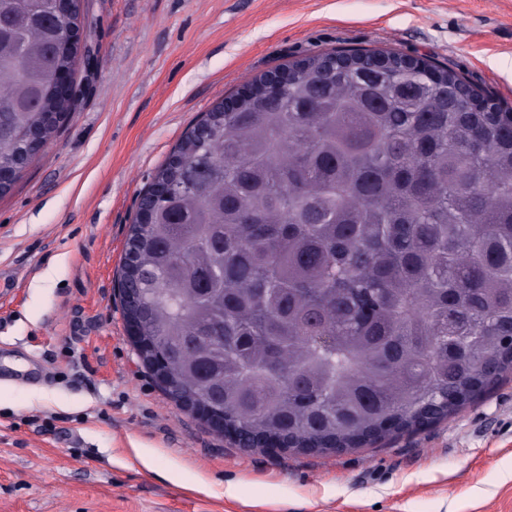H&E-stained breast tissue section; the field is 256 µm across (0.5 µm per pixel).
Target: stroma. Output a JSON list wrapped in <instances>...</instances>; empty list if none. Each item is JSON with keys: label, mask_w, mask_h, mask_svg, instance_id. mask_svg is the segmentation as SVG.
Here are the masks:
<instances>
[{"label": "stroma", "mask_w": 512, "mask_h": 512, "mask_svg": "<svg viewBox=\"0 0 512 512\" xmlns=\"http://www.w3.org/2000/svg\"><path fill=\"white\" fill-rule=\"evenodd\" d=\"M80 9L74 110L0 195V512H512V374L368 448L246 450L160 388L114 290L141 193L215 104L289 63L367 48L430 58L512 108V0Z\"/></svg>", "instance_id": "1"}]
</instances>
